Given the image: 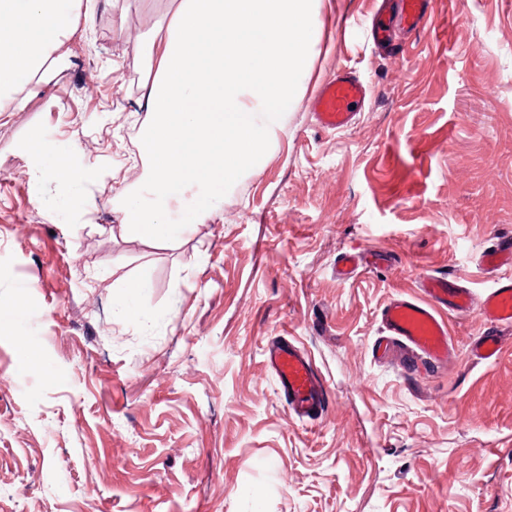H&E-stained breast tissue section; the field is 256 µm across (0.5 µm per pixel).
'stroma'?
<instances>
[{
	"instance_id": "obj_1",
	"label": "stroma",
	"mask_w": 512,
	"mask_h": 512,
	"mask_svg": "<svg viewBox=\"0 0 512 512\" xmlns=\"http://www.w3.org/2000/svg\"><path fill=\"white\" fill-rule=\"evenodd\" d=\"M279 144L172 249L116 238L145 165L138 39L168 0L79 15L66 68L0 114V512H512V331L409 377L377 362V313L419 280L492 285L512 234V0H429L430 27L375 45L378 0H335ZM366 80L356 123L319 128L322 82ZM80 172L46 175L52 156ZM120 181H113V172ZM385 265L336 276L344 252ZM145 277L138 317L127 285ZM292 336L330 406L293 418L266 368Z\"/></svg>"
}]
</instances>
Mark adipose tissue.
<instances>
[{
	"instance_id": "1",
	"label": "adipose tissue",
	"mask_w": 512,
	"mask_h": 512,
	"mask_svg": "<svg viewBox=\"0 0 512 512\" xmlns=\"http://www.w3.org/2000/svg\"><path fill=\"white\" fill-rule=\"evenodd\" d=\"M83 0H0V113L22 110L33 87L64 68L58 47ZM324 0H175L166 29L141 39L150 82L143 180L120 188L114 236L176 247L211 218L221 191L276 146L309 68ZM189 201L182 220L174 205Z\"/></svg>"
}]
</instances>
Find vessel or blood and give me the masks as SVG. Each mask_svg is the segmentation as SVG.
<instances>
[{
	"instance_id": "vessel-or-blood-1",
	"label": "vessel or blood",
	"mask_w": 512,
	"mask_h": 512,
	"mask_svg": "<svg viewBox=\"0 0 512 512\" xmlns=\"http://www.w3.org/2000/svg\"><path fill=\"white\" fill-rule=\"evenodd\" d=\"M399 20L409 29L427 26V0H400ZM370 93L368 84L354 72L341 69L326 79L313 101L319 126L326 130L350 127ZM481 265L492 285L481 298H473L460 281L445 275L425 276L420 296L398 295L379 311L383 334L374 351H386L396 344L412 355L434 364L447 362L453 350L448 336L446 313L464 314L478 308L483 330L472 342L475 356L482 361L497 359L504 341L503 330L512 329V236L493 238L485 249ZM268 367L283 393L292 416L318 420L329 404V391L310 356L294 338L278 336L268 341Z\"/></svg>"
}]
</instances>
